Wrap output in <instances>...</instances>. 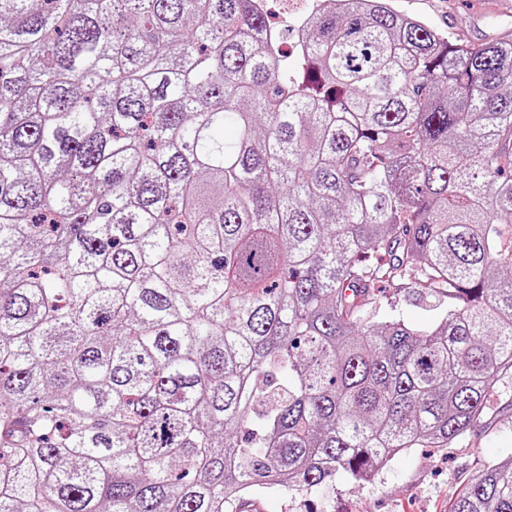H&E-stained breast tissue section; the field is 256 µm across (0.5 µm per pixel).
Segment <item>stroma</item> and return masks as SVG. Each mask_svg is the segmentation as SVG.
<instances>
[{
  "mask_svg": "<svg viewBox=\"0 0 512 512\" xmlns=\"http://www.w3.org/2000/svg\"><path fill=\"white\" fill-rule=\"evenodd\" d=\"M418 18L472 44L512 35V0H391ZM512 456V408L501 407L490 427L447 448H412L396 454L368 481L348 473L306 493L285 488L247 496L242 512H449L455 498L487 463Z\"/></svg>",
  "mask_w": 512,
  "mask_h": 512,
  "instance_id": "35a3bbf8",
  "label": "stroma"
}]
</instances>
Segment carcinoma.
I'll use <instances>...</instances> for the list:
<instances>
[{
  "label": "carcinoma",
  "instance_id": "cac0c4a2",
  "mask_svg": "<svg viewBox=\"0 0 512 512\" xmlns=\"http://www.w3.org/2000/svg\"><path fill=\"white\" fill-rule=\"evenodd\" d=\"M298 33L261 0H0V512H230L512 398V37L388 0ZM450 512H512V458ZM405 295L406 298L402 296L398 305V310H400V313L404 319L411 322L423 323H433L438 319L439 310H426L418 305H415L411 295H407V293H405Z\"/></svg>",
  "mask_w": 512,
  "mask_h": 512
}]
</instances>
